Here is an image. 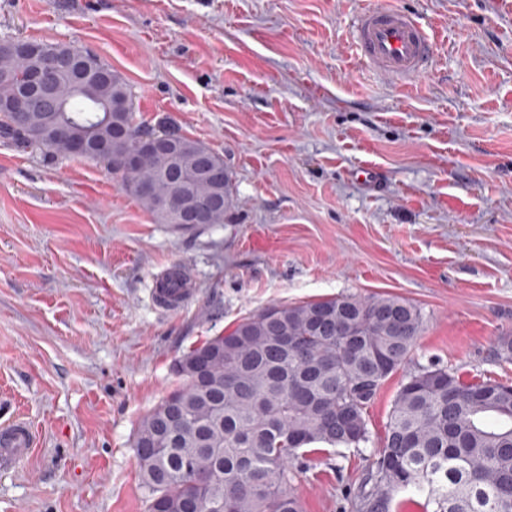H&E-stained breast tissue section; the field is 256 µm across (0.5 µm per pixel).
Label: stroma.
Returning <instances> with one entry per match:
<instances>
[{
  "label": "stroma",
  "instance_id": "35a3bbf8",
  "mask_svg": "<svg viewBox=\"0 0 512 512\" xmlns=\"http://www.w3.org/2000/svg\"><path fill=\"white\" fill-rule=\"evenodd\" d=\"M413 13L434 40L400 84L355 58L359 13ZM97 53L148 130L218 154L234 204L190 232L157 223L105 164L0 137V422L32 455L0 512H145L141 417L174 361L272 303L392 295L426 318L367 411L370 441L300 457L304 512H354L406 372L512 382V7L506 0H0V40ZM372 180L360 178L363 169ZM178 263L194 293L155 308Z\"/></svg>",
  "mask_w": 512,
  "mask_h": 512
}]
</instances>
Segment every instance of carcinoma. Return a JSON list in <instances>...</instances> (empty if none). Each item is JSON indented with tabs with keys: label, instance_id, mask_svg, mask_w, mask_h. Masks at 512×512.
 <instances>
[{
	"label": "carcinoma",
	"instance_id": "carcinoma-1",
	"mask_svg": "<svg viewBox=\"0 0 512 512\" xmlns=\"http://www.w3.org/2000/svg\"><path fill=\"white\" fill-rule=\"evenodd\" d=\"M83 52L109 78L91 94L78 92L71 77L54 83V118L95 134L102 130L100 109L116 107L119 135L106 163L155 221L167 224L154 201L174 197V182L162 175L167 157L124 165L143 134L131 86L96 53ZM26 71V61L0 45V100L27 92ZM43 122L39 108L26 127L1 112L0 136L72 155L64 141L38 134ZM178 180L199 199L214 194L190 160ZM144 181L154 197L138 191ZM222 193L212 224L224 223L233 206L232 179ZM423 326L422 310L407 300L345 295L271 304L188 350L175 363L179 385L133 435L148 512H205V501L224 505L223 512H303L288 490L293 461L308 450L369 442L367 410L386 379L409 365ZM281 331L294 348H281ZM407 490L426 497L432 512H512V384L492 377L465 382L444 368L409 373L354 512H393Z\"/></svg>",
	"mask_w": 512,
	"mask_h": 512
}]
</instances>
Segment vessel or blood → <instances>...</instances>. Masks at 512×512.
<instances>
[{
	"label": "vessel or blood",
	"instance_id": "obj_1",
	"mask_svg": "<svg viewBox=\"0 0 512 512\" xmlns=\"http://www.w3.org/2000/svg\"><path fill=\"white\" fill-rule=\"evenodd\" d=\"M354 44L359 60L371 71L401 82L422 75L430 61L432 41L416 18L393 7L361 12ZM193 290L190 282L153 290L161 309L179 310ZM36 435L30 422L14 417L0 427V469L7 471L30 456Z\"/></svg>",
	"mask_w": 512,
	"mask_h": 512
}]
</instances>
